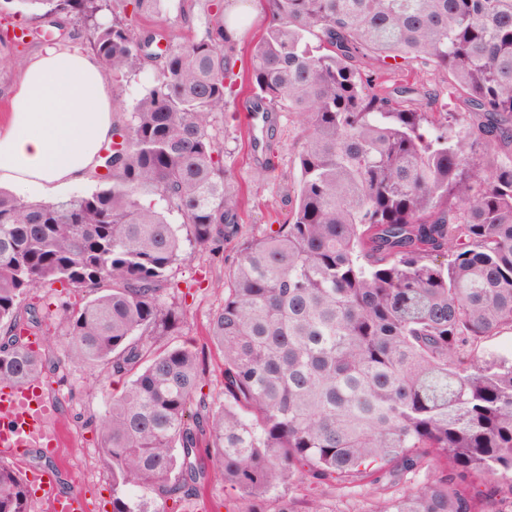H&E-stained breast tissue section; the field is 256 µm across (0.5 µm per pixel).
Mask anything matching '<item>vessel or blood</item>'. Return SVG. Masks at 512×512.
Returning a JSON list of instances; mask_svg holds the SVG:
<instances>
[{"mask_svg": "<svg viewBox=\"0 0 512 512\" xmlns=\"http://www.w3.org/2000/svg\"><path fill=\"white\" fill-rule=\"evenodd\" d=\"M52 404L42 400L35 383L0 390V455L23 458L26 449L55 450L62 431L53 424ZM37 494L45 499L48 512H88L90 504L79 493H61L53 473L36 474L31 479Z\"/></svg>", "mask_w": 512, "mask_h": 512, "instance_id": "1", "label": "vessel or blood"}]
</instances>
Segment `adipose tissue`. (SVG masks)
I'll use <instances>...</instances> for the list:
<instances>
[{
	"instance_id": "1",
	"label": "adipose tissue",
	"mask_w": 512,
	"mask_h": 512,
	"mask_svg": "<svg viewBox=\"0 0 512 512\" xmlns=\"http://www.w3.org/2000/svg\"><path fill=\"white\" fill-rule=\"evenodd\" d=\"M114 115L96 56L48 47L29 60L0 124V187L58 194L98 164Z\"/></svg>"
}]
</instances>
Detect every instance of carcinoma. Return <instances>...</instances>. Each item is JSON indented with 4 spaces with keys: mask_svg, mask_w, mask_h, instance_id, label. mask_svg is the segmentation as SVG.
I'll return each instance as SVG.
<instances>
[{
    "mask_svg": "<svg viewBox=\"0 0 512 512\" xmlns=\"http://www.w3.org/2000/svg\"><path fill=\"white\" fill-rule=\"evenodd\" d=\"M17 2L33 38L81 24L106 77L156 69L113 124L122 148L93 192L0 190V387L75 363L127 379L90 422L112 512H166L215 482L259 503L292 481L362 483L367 512L512 507V360L481 353L512 331V0H236L231 16L206 0L201 35L162 52V25L137 21L164 0ZM253 6L267 25L244 69ZM369 54L380 69L366 73ZM413 61L429 82L411 83ZM384 70L399 79L384 85ZM244 83L255 109L298 118L301 144L288 223L236 241L211 283L224 292L208 328L224 358L215 405L198 353L172 343L184 309L164 293L182 232L202 252L236 234L209 118ZM56 282L84 297L61 302L66 341L46 354L26 298ZM31 501L1 458L0 512Z\"/></svg>",
    "mask_w": 512,
    "mask_h": 512,
    "instance_id": "cac0c4a2",
    "label": "carcinoma"
}]
</instances>
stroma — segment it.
I'll list each match as a JSON object with an SVG mask.
<instances>
[{
    "instance_id": "35a3bbf8",
    "label": "stroma",
    "mask_w": 512,
    "mask_h": 512,
    "mask_svg": "<svg viewBox=\"0 0 512 512\" xmlns=\"http://www.w3.org/2000/svg\"><path fill=\"white\" fill-rule=\"evenodd\" d=\"M163 18L167 39L180 44L201 33L208 20L203 0H164ZM153 80L154 71L149 67L109 80L116 120L128 119ZM250 96L249 88H242L223 112L212 117L210 127L223 149L225 178L244 199L238 214V237L242 240L261 236L288 222V191L296 174L300 148L297 119L295 115L283 114L275 136V164L268 175H258L245 121ZM233 256L229 245L225 246L223 257L217 258L188 244L182 261L173 268L185 296V320L177 341L200 352L206 370L204 391L219 402L224 399V365L207 341L206 328L211 314L224 301L223 294L213 289L211 283L223 276ZM120 388L106 367L80 364L70 366L62 381L49 379L43 384V394L53 404L66 434L56 455L42 459L41 466L65 473L69 489L81 492L95 503L96 512H112L111 481L89 422L105 414L112 392Z\"/></svg>"
}]
</instances>
